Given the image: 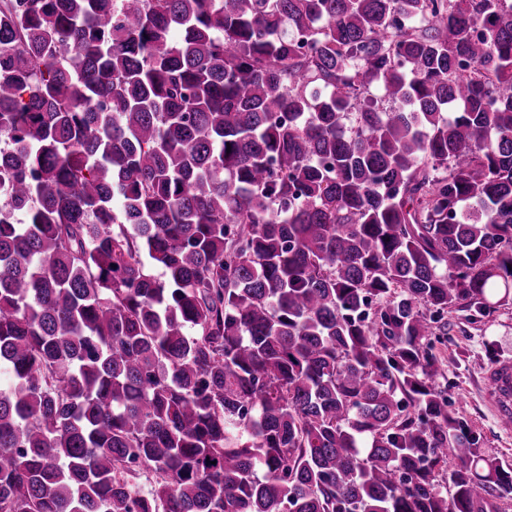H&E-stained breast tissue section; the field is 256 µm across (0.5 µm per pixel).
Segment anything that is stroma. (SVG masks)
I'll return each mask as SVG.
<instances>
[{
    "instance_id": "stroma-1",
    "label": "stroma",
    "mask_w": 512,
    "mask_h": 512,
    "mask_svg": "<svg viewBox=\"0 0 512 512\" xmlns=\"http://www.w3.org/2000/svg\"><path fill=\"white\" fill-rule=\"evenodd\" d=\"M432 344L444 363L451 412L467 423L481 447L512 461V430L499 425L484 387L492 365L512 361V303L488 315L449 313L447 334L433 337Z\"/></svg>"
}]
</instances>
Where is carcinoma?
<instances>
[{
    "mask_svg": "<svg viewBox=\"0 0 512 512\" xmlns=\"http://www.w3.org/2000/svg\"><path fill=\"white\" fill-rule=\"evenodd\" d=\"M16 11L0 512L512 499L431 342L512 299V0Z\"/></svg>",
    "mask_w": 512,
    "mask_h": 512,
    "instance_id": "1",
    "label": "carcinoma"
}]
</instances>
